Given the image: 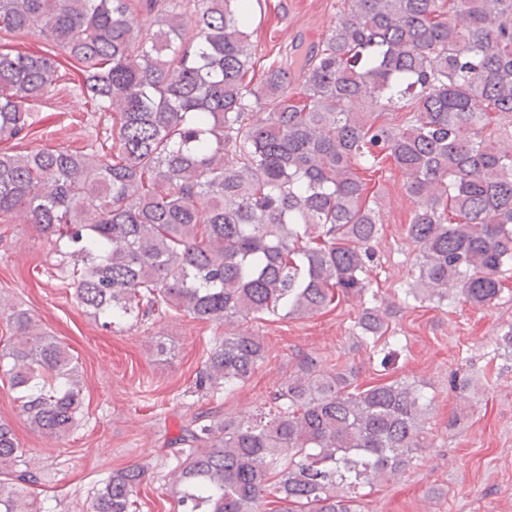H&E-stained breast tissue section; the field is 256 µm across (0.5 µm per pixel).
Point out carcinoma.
<instances>
[{"label": "carcinoma", "instance_id": "1", "mask_svg": "<svg viewBox=\"0 0 512 512\" xmlns=\"http://www.w3.org/2000/svg\"><path fill=\"white\" fill-rule=\"evenodd\" d=\"M345 3L322 42L257 77L261 0H0V37L55 48L0 46V141L27 136L63 58L112 120L98 147L1 148L0 222L25 215L107 326L302 317L368 293L380 228L357 168L390 158L415 204L407 294L496 305L512 267V0ZM2 314L0 371L30 430L63 440L83 407L77 362L27 310ZM357 328L387 365L384 313L364 308ZM265 357L261 337L227 329L195 388L231 394ZM351 377L305 360L256 415L196 414L174 439L182 512H261L270 493L277 512H362L359 485L398 479L429 447L432 401L401 378ZM149 470H113L87 512H135ZM2 475L0 512H32L35 464L1 420ZM2 45L6 44L8 49L22 50V51H49L52 52L51 45L33 35H14L9 37H2Z\"/></svg>", "mask_w": 512, "mask_h": 512}]
</instances>
